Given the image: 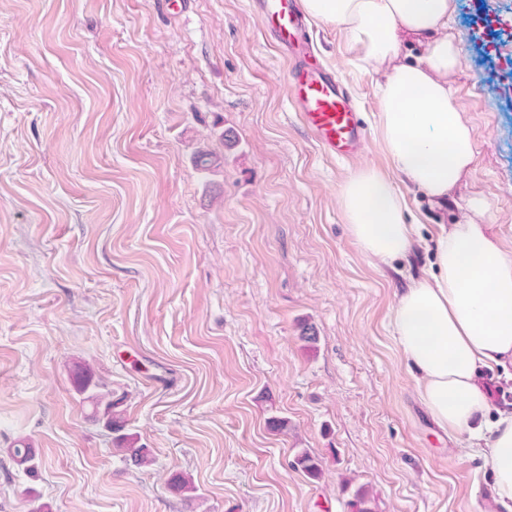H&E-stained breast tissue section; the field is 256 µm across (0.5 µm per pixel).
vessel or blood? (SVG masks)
<instances>
[{
  "label": "vessel or blood",
  "mask_w": 512,
  "mask_h": 512,
  "mask_svg": "<svg viewBox=\"0 0 512 512\" xmlns=\"http://www.w3.org/2000/svg\"><path fill=\"white\" fill-rule=\"evenodd\" d=\"M258 6L274 44L291 58L286 90L299 117L331 155H350L362 144L364 129L346 88L332 73L310 64L307 48L298 42L304 20L298 0H259Z\"/></svg>",
  "instance_id": "1"
}]
</instances>
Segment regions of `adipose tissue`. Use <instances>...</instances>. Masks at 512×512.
I'll use <instances>...</instances> for the list:
<instances>
[{"instance_id": "ef3b65f1", "label": "adipose tissue", "mask_w": 512, "mask_h": 512, "mask_svg": "<svg viewBox=\"0 0 512 512\" xmlns=\"http://www.w3.org/2000/svg\"><path fill=\"white\" fill-rule=\"evenodd\" d=\"M452 0H301L307 17L336 25L349 62L377 76V132L396 173L430 203L458 186L475 155L472 130L449 78L461 65L450 30ZM417 42L418 55L402 46ZM361 252L389 262L416 242L406 198L387 174L362 169L339 191ZM464 217L438 225L429 272L397 298L393 336L416 373L418 393L440 427L475 440L472 424L491 405L482 370L512 363V254L481 217V198L465 199ZM482 455L501 512H512V414L499 413L482 439Z\"/></svg>"}]
</instances>
